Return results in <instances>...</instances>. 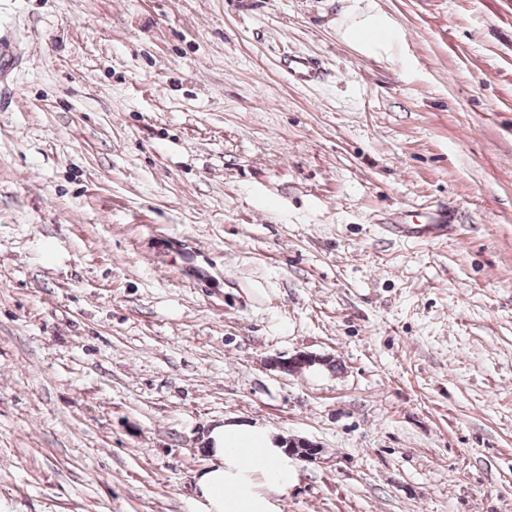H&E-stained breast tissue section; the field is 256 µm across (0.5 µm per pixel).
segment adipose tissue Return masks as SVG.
<instances>
[{
  "mask_svg": "<svg viewBox=\"0 0 512 512\" xmlns=\"http://www.w3.org/2000/svg\"><path fill=\"white\" fill-rule=\"evenodd\" d=\"M340 39L368 57L392 56L403 34L374 0H342ZM212 462L198 487L206 512H275L274 498L288 487V459L259 431L218 425L208 435Z\"/></svg>",
  "mask_w": 512,
  "mask_h": 512,
  "instance_id": "1",
  "label": "adipose tissue"
}]
</instances>
